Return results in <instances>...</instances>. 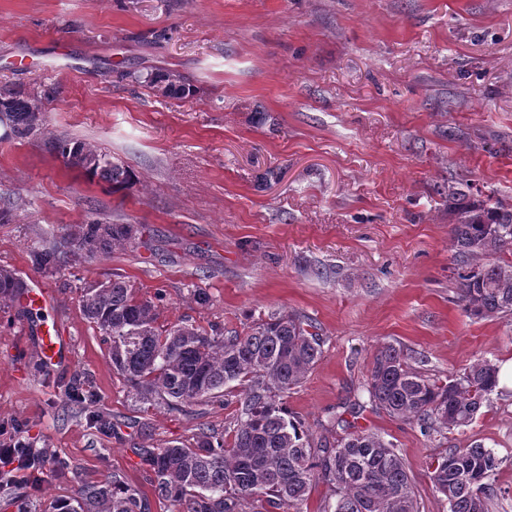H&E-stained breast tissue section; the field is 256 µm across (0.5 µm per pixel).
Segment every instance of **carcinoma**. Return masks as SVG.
Segmentation results:
<instances>
[{"label":"carcinoma","mask_w":512,"mask_h":512,"mask_svg":"<svg viewBox=\"0 0 512 512\" xmlns=\"http://www.w3.org/2000/svg\"><path fill=\"white\" fill-rule=\"evenodd\" d=\"M34 100L0 91V140L41 134L46 118ZM56 155L66 167L114 186L129 187L128 170L94 146L59 138ZM452 274L457 300L473 319L512 314V209L489 196L469 198L448 187ZM133 224L97 217L50 234L31 252L39 270H59L73 258L107 255L136 239ZM82 295L85 319L107 344L112 369L144 399L183 408L233 396L236 428L224 439L201 431L194 444L145 449L141 462L154 496L177 503L179 512H242L246 501L283 512H301L312 491L324 484L335 501L322 512H417L412 481L394 446L375 432L351 428L336 445L316 444L285 402L321 357L312 323L295 314L260 317L230 336L193 324L160 329L155 303L137 296L122 277ZM25 281L0 268V307L19 301ZM498 368L480 359L448 382L430 379L404 350L384 344L368 369L366 390L373 409L419 425L430 436L471 425L497 387ZM500 461L489 448H448L431 463L430 479L449 512H491ZM55 512H150L149 498L112 474L79 486Z\"/></svg>","instance_id":"obj_1"}]
</instances>
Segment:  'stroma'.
Segmentation results:
<instances>
[{
    "mask_svg": "<svg viewBox=\"0 0 512 512\" xmlns=\"http://www.w3.org/2000/svg\"><path fill=\"white\" fill-rule=\"evenodd\" d=\"M67 68H48L58 51ZM170 73L192 98L157 94ZM0 89L46 99L43 134L0 141V267L49 289L70 360L50 370L35 322L0 308V443L68 461L37 486L0 479V512H53L112 474L150 493L140 451L223 434L234 398L170 410L136 397L84 317L85 290L118 275L158 302L157 324L242 330L260 315L312 319L322 354L286 404L319 440L366 398L385 343L432 378L512 358V317L472 319L456 300L448 190L512 207V0H0ZM66 136L136 180L113 191L66 168ZM104 214L136 243L47 273L45 233ZM205 292L207 301L197 298ZM80 384L91 411L71 401ZM109 417L98 431L90 413ZM356 426L391 442L418 512H448L430 480L447 448L501 459L492 512H512V389L469 427L425 436L365 409Z\"/></svg>",
    "mask_w": 512,
    "mask_h": 512,
    "instance_id": "35a3bbf8",
    "label": "stroma"
}]
</instances>
